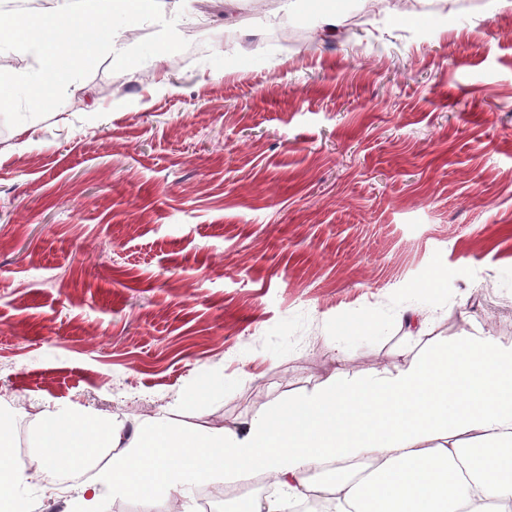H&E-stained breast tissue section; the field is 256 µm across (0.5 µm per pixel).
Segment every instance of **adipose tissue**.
I'll list each match as a JSON object with an SVG mask.
<instances>
[{
    "label": "adipose tissue",
    "instance_id": "ef3b65f1",
    "mask_svg": "<svg viewBox=\"0 0 512 512\" xmlns=\"http://www.w3.org/2000/svg\"><path fill=\"white\" fill-rule=\"evenodd\" d=\"M191 0H55L40 15L42 36L0 19V47L24 45L35 71L0 73V110L11 107L12 87L34 89L56 105L73 85L56 43L79 14L102 17L83 43L89 57L120 49L123 30L106 16L133 19L190 13ZM13 413L0 407V503L28 512L19 494L23 475L9 465ZM43 476L57 478L98 450L111 449L112 467L100 482L116 496L141 501L143 512H167L186 500L189 477L243 483L262 471L279 497L255 499L249 512H282L283 498H333L336 512H512V343L477 329L429 360L369 376L334 375L320 389L274 402L238 431L173 428L156 419L133 441L120 424L69 408H49L38 420ZM368 461L360 479L310 481L331 461Z\"/></svg>",
    "mask_w": 512,
    "mask_h": 512
}]
</instances>
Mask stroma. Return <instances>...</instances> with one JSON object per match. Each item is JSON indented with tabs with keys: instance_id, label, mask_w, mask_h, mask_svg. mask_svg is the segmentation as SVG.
Listing matches in <instances>:
<instances>
[{
	"instance_id": "1",
	"label": "stroma",
	"mask_w": 512,
	"mask_h": 512,
	"mask_svg": "<svg viewBox=\"0 0 512 512\" xmlns=\"http://www.w3.org/2000/svg\"><path fill=\"white\" fill-rule=\"evenodd\" d=\"M196 2L113 16L91 62L60 36L71 94L0 111V404L32 474L46 407L236 430L342 369L512 342V8L319 39L299 0L283 51L281 0ZM125 32L114 29L111 24L100 23L97 25L91 36L84 40L82 55L89 57L100 49L118 50L124 45Z\"/></svg>"
}]
</instances>
